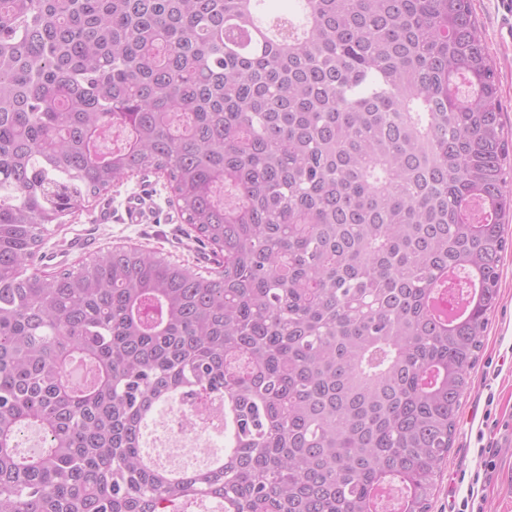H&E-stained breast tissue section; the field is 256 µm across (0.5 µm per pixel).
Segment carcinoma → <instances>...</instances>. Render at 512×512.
<instances>
[{"label": "carcinoma", "instance_id": "1", "mask_svg": "<svg viewBox=\"0 0 512 512\" xmlns=\"http://www.w3.org/2000/svg\"><path fill=\"white\" fill-rule=\"evenodd\" d=\"M262 2L0 0V512H430L512 250L498 68L471 0ZM132 171L217 269L29 271ZM175 392L235 425L171 480L142 439Z\"/></svg>", "mask_w": 512, "mask_h": 512}]
</instances>
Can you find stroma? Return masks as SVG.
Here are the masks:
<instances>
[{
  "instance_id": "35a3bbf8",
  "label": "stroma",
  "mask_w": 512,
  "mask_h": 512,
  "mask_svg": "<svg viewBox=\"0 0 512 512\" xmlns=\"http://www.w3.org/2000/svg\"><path fill=\"white\" fill-rule=\"evenodd\" d=\"M472 6L498 66L502 121L512 134V40L501 33L507 3L472 0ZM134 202L144 214L138 224L127 218ZM119 246L161 252L195 272L215 266L210 247L196 242L184 223L165 178L151 171L83 201L64 223L51 225L34 267L41 272L75 269ZM471 380L431 512H461L471 494L484 512H512V251L500 262L498 303Z\"/></svg>"
}]
</instances>
